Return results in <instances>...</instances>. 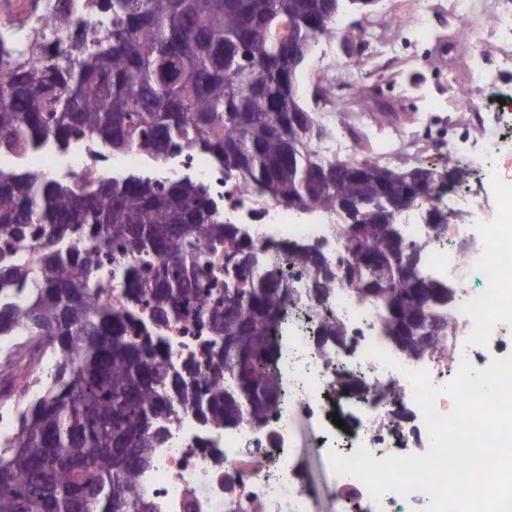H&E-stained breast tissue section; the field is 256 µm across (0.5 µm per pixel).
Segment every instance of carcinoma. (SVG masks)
Wrapping results in <instances>:
<instances>
[{
	"mask_svg": "<svg viewBox=\"0 0 512 512\" xmlns=\"http://www.w3.org/2000/svg\"><path fill=\"white\" fill-rule=\"evenodd\" d=\"M99 24L76 27L69 5L54 21L61 57L30 62L38 37L0 31V151H66L80 137L112 152L133 145L159 162L194 146L242 177L261 202L311 203L336 216L350 257L360 256L359 294L381 308V334L399 346L421 305L418 249L396 212L423 205L418 168L368 158L341 161L325 144L334 128L288 124L302 108L288 85V36L299 19V49L310 55L338 16L358 0H96ZM0 336L29 337L55 357L51 374L0 443V512H149L134 482L167 433L174 403L228 427L263 424L281 393L277 329L285 320V277L256 273V253L186 176L159 181L129 174L91 181L49 171L0 173ZM119 285L146 300L155 323L176 322L203 292L202 329L214 378L180 385L161 341L134 336L101 293L81 253L110 254ZM224 254V287L205 289L211 257ZM289 256L313 272L317 289L336 286L317 247ZM396 281L389 293L378 281ZM433 334L402 347L409 356L437 348Z\"/></svg>",
	"mask_w": 512,
	"mask_h": 512,
	"instance_id": "1",
	"label": "carcinoma"
}]
</instances>
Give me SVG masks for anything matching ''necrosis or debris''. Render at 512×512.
<instances>
[{
  "label": "necrosis or debris",
  "mask_w": 512,
  "mask_h": 512,
  "mask_svg": "<svg viewBox=\"0 0 512 512\" xmlns=\"http://www.w3.org/2000/svg\"><path fill=\"white\" fill-rule=\"evenodd\" d=\"M55 2L0 0V25L20 35L29 34L34 25L50 26ZM483 91V86L472 84L457 89L461 110L471 115L465 138L473 144L505 119L501 112H473L472 101ZM178 163L195 169L208 182L225 219L235 222L254 248L291 242L317 245L337 279L335 291L317 303L309 297L306 271L291 268L290 290L284 298L287 340L279 364L283 395L263 425L207 427L191 405L180 406L169 424L168 438L154 449L137 482L138 497L150 500L156 512H314L313 488L297 449L298 418L315 424L313 446L326 461L335 452L353 455L361 445L378 460L390 454L420 455L428 449V432L405 370H426L438 386L457 373L462 361L478 364L485 348L512 351V335L505 333L512 328V207L508 204L496 211L492 223L449 224L444 239L435 237L419 211L401 215L404 237L421 248L422 274L455 288L453 312L464 326L461 334L415 360L385 343L377 307L344 279L346 252L328 213L311 206L287 209L260 204L245 182L225 178L223 169L198 151H181ZM466 239L475 241V249H459V242ZM475 269L483 275V286L477 290L468 286ZM206 308L205 300H198L189 318L152 330L168 343L177 370H184L187 361L196 362L195 377L200 381L207 377L208 356L193 336L192 322L202 318ZM324 316L345 325L352 352L321 341L319 320ZM373 345L385 349L393 366L369 355ZM381 390L387 391V400L377 399ZM339 401L352 413L345 435L335 434L331 417L332 405ZM336 481L341 488L336 512H392L398 505L405 512H419L430 502L429 496L415 490L386 494L377 506L361 481L341 475Z\"/></svg>",
  "instance_id": "1"
}]
</instances>
